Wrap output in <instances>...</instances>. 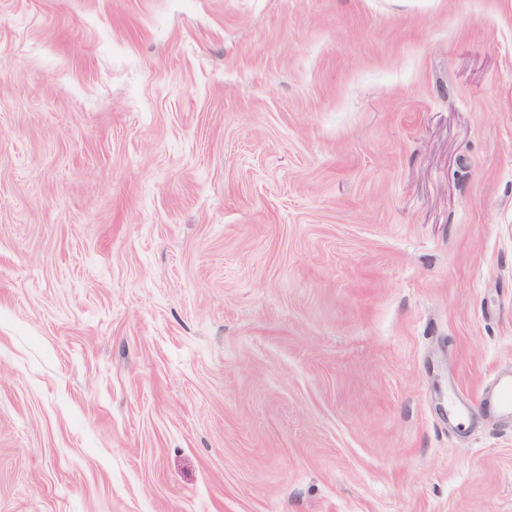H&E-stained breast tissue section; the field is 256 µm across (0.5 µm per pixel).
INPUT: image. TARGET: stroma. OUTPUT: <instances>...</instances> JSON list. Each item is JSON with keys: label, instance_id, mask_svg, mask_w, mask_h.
<instances>
[{"label": "stroma", "instance_id": "obj_1", "mask_svg": "<svg viewBox=\"0 0 512 512\" xmlns=\"http://www.w3.org/2000/svg\"><path fill=\"white\" fill-rule=\"evenodd\" d=\"M0 512H512V0H0Z\"/></svg>", "mask_w": 512, "mask_h": 512}]
</instances>
